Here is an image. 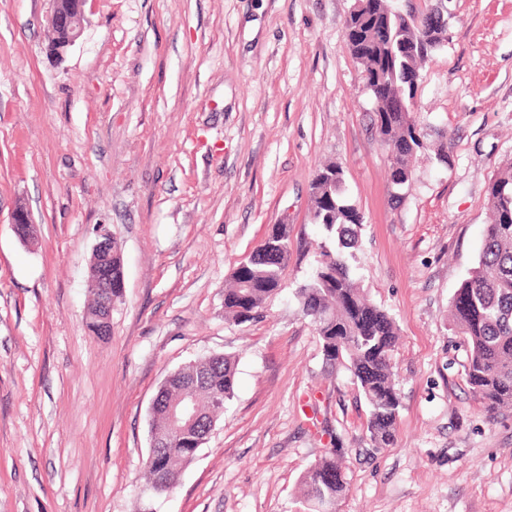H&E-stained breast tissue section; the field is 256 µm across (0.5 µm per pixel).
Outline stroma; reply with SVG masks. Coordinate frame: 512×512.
Instances as JSON below:
<instances>
[{
    "label": "stroma",
    "mask_w": 512,
    "mask_h": 512,
    "mask_svg": "<svg viewBox=\"0 0 512 512\" xmlns=\"http://www.w3.org/2000/svg\"><path fill=\"white\" fill-rule=\"evenodd\" d=\"M353 4L89 0L59 59L52 0H0V512H303L302 475L331 451L348 467L337 512H512V409L473 398L448 322L512 162V0H393L449 14L411 115L428 140L447 131L451 164L420 154L397 205L344 34ZM329 161L365 220L352 274L400 328L385 448L294 298ZM101 224L124 266L104 338L84 321ZM274 224L292 228L282 290L250 326L225 323L224 284ZM211 354L235 358V396L172 495L149 498L152 400Z\"/></svg>",
    "instance_id": "35a3bbf8"
}]
</instances>
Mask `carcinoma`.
Instances as JSON below:
<instances>
[{
    "label": "carcinoma",
    "mask_w": 512,
    "mask_h": 512,
    "mask_svg": "<svg viewBox=\"0 0 512 512\" xmlns=\"http://www.w3.org/2000/svg\"><path fill=\"white\" fill-rule=\"evenodd\" d=\"M344 30L374 102L372 121L387 148L388 188L398 203L411 189L414 159L428 148L411 106L424 62L447 40L448 16L432 8L407 20L390 0H355ZM343 181L342 167L330 162L311 183L310 220L324 228L330 244L320 245L315 273L296 289L295 298L322 341L326 364H344L350 371L368 407V438L373 447L383 448L392 441L399 417L391 359L400 329L350 273L348 258L359 247L364 216L346 195ZM486 205L492 222L474 267L452 297L450 321L464 347L462 367L470 391L485 411L495 413L512 406V164L489 183ZM290 251L289 225H272L260 248L231 273L224 288V320L241 326L260 316L280 290ZM90 294L86 326L107 336L111 323L100 318V293L92 288ZM235 375V360L228 355L192 361L158 391L149 427L165 430V408L188 391L210 426H216L234 398ZM199 450L192 427L172 437L166 448L147 455L145 485L180 473ZM336 471L339 479H325ZM348 487L347 473L334 454L310 465L302 478L309 512H330Z\"/></svg>",
    "instance_id": "carcinoma-1"
}]
</instances>
